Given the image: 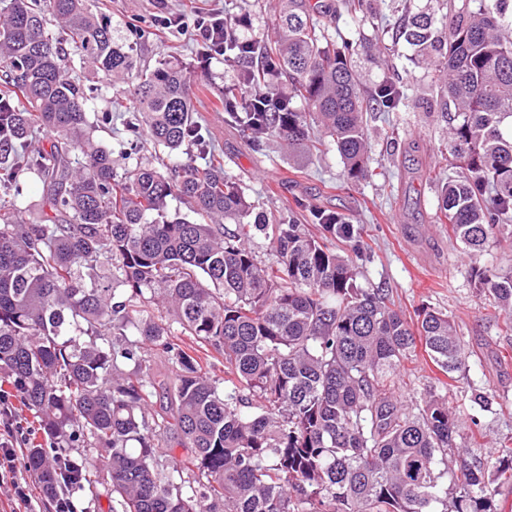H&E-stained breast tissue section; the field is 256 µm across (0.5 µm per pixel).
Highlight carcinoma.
I'll return each instance as SVG.
<instances>
[{
	"instance_id": "cac0c4a2",
	"label": "carcinoma",
	"mask_w": 512,
	"mask_h": 512,
	"mask_svg": "<svg viewBox=\"0 0 512 512\" xmlns=\"http://www.w3.org/2000/svg\"><path fill=\"white\" fill-rule=\"evenodd\" d=\"M85 2L0 7V187L13 193L0 202V376L48 440L25 455L43 495L99 486L121 512H498L493 484L512 473V448L491 466L462 446L465 421L448 397L409 408L395 396L419 346L448 374L465 366L448 313L424 306L413 322L392 291L362 287L366 252L339 213L313 210L315 234L287 214L252 216L217 154L202 166L140 162L117 173L63 61L69 47L121 81L136 59ZM274 2L275 40L249 52L246 16L224 40V57L244 63L242 82L224 88V111L254 142L336 148L356 183L369 175L367 114L395 110L403 82L386 76L363 94L354 68L363 46L336 45L324 23L336 6ZM395 37L436 62L455 168L439 200L448 227L472 258L492 245L512 254V0H463L440 20L410 12ZM138 77L153 147L170 157L199 140L183 62ZM41 133L50 146L32 154L28 141ZM30 173L54 215L17 224ZM171 197L195 218L169 214ZM228 220L235 229L224 230ZM257 234L272 245L267 264L251 248ZM471 272L512 330V271ZM131 334L173 366L165 408L150 421L144 406L158 388ZM212 350L222 377L201 364ZM470 402L475 425L492 400L476 389ZM173 444L184 460L160 454Z\"/></svg>"
}]
</instances>
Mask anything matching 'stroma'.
<instances>
[{"instance_id": "35a3bbf8", "label": "stroma", "mask_w": 512, "mask_h": 512, "mask_svg": "<svg viewBox=\"0 0 512 512\" xmlns=\"http://www.w3.org/2000/svg\"><path fill=\"white\" fill-rule=\"evenodd\" d=\"M426 0H374L375 18L346 14L331 23L332 35L369 43L371 54L357 61L360 81L372 88L383 74L399 71L408 85L407 98L393 112L378 113L369 123L370 176L352 184L336 150L307 155L289 151L279 139L250 143L224 110L221 90L240 80L238 64L217 56L201 57L193 37L198 15L219 8L226 20L249 13L246 37L266 39L269 0H86L88 9L106 17L116 37L131 46L139 66L154 68L172 55L187 65L192 103L201 142L175 156L179 163H202L208 152L224 158V169L245 189L258 210L295 211L300 223H313V209L331 210L363 227L370 256L359 282L388 287L406 313L429 306L448 312L464 337L469 358L455 377H447L417 351L407 367L400 395L411 401L431 391L447 396L450 407L469 413L473 389L491 395L501 412H483L475 427L474 449L495 461L504 437L512 436V332L504 315L486 300L471 274L472 261L441 223L434 172L441 161L446 133L438 123V97L431 85L430 63L411 61L406 44H392L390 28L405 9ZM180 14L182 26L162 28L161 17ZM80 74L88 98L95 137L119 152L117 169L149 158L145 135L134 132L133 92L136 76L115 84L92 68Z\"/></svg>"}]
</instances>
